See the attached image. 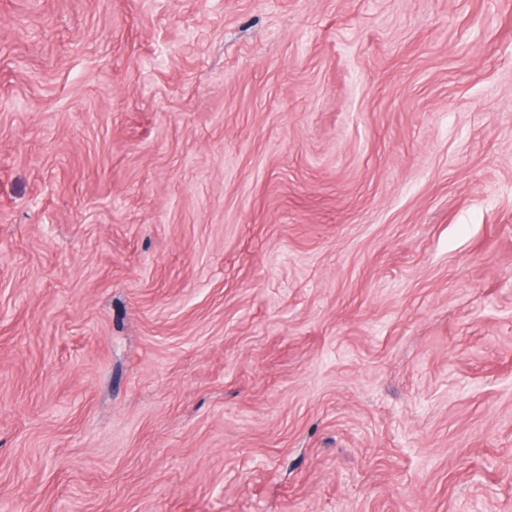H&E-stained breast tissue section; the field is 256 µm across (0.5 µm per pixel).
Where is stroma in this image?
I'll return each instance as SVG.
<instances>
[{"mask_svg": "<svg viewBox=\"0 0 512 512\" xmlns=\"http://www.w3.org/2000/svg\"><path fill=\"white\" fill-rule=\"evenodd\" d=\"M0 512H512V0H0Z\"/></svg>", "mask_w": 512, "mask_h": 512, "instance_id": "35a3bbf8", "label": "stroma"}]
</instances>
